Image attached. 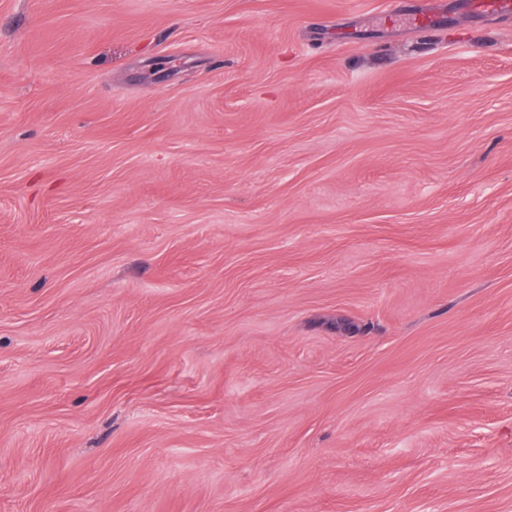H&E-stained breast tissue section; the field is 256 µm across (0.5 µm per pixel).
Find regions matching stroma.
<instances>
[{
	"mask_svg": "<svg viewBox=\"0 0 512 512\" xmlns=\"http://www.w3.org/2000/svg\"><path fill=\"white\" fill-rule=\"evenodd\" d=\"M0 512H512V16L0 0Z\"/></svg>",
	"mask_w": 512,
	"mask_h": 512,
	"instance_id": "obj_1",
	"label": "stroma"
}]
</instances>
